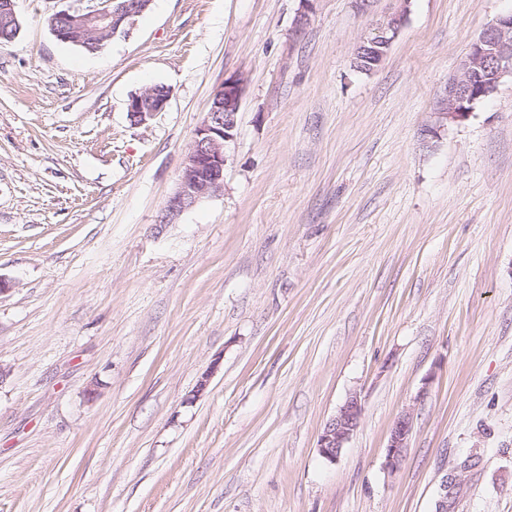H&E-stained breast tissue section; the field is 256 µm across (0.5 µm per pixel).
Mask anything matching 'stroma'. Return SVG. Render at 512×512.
I'll use <instances>...</instances> for the list:
<instances>
[{"instance_id": "1", "label": "stroma", "mask_w": 512, "mask_h": 512, "mask_svg": "<svg viewBox=\"0 0 512 512\" xmlns=\"http://www.w3.org/2000/svg\"><path fill=\"white\" fill-rule=\"evenodd\" d=\"M97 3L14 0L0 45V512H436L447 478V512H512V81L437 118L512 0H152L95 54L50 32ZM231 77L224 189L162 223ZM0 14L3 19L9 21L10 24L14 25L17 21V15L14 10V0H0ZM8 24L4 27H0V44L11 43V40L15 38L19 29V21L14 26L9 28ZM404 13H399L393 17H391L386 24L382 25L378 31V34L373 38L367 41L370 44L371 48L366 46V42H363L357 49L356 53H362L367 51L369 54L376 59L377 66L382 62L383 58L387 54V50L389 49L393 39L397 35L398 30L402 26L404 21ZM171 98L168 87H154L131 96L127 104L130 118L137 124H144L157 112H162ZM363 414L361 396L351 395L338 412L324 425L318 439L320 454L328 460H336L345 442L357 430ZM413 418L410 413L401 414L393 423L386 446V465L397 470L405 457L412 431Z\"/></svg>"}]
</instances>
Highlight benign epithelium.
Instances as JSON below:
<instances>
[{
	"label": "benign epithelium",
	"instance_id": "benign-epithelium-1",
	"mask_svg": "<svg viewBox=\"0 0 512 512\" xmlns=\"http://www.w3.org/2000/svg\"><path fill=\"white\" fill-rule=\"evenodd\" d=\"M152 0H101L94 9L67 8L50 18L53 35L60 41L79 44L93 36L101 41L126 36ZM405 12L391 17L380 27L369 44H361L364 51L381 63L404 21ZM512 78V13L498 17L489 24L470 45L456 75L448 79V87L438 118L457 121L468 116L474 103L497 92L506 78ZM242 96L241 81L224 80L214 94L210 110L194 133L185 156L178 187L169 198L161 223L168 224L185 210L204 198L224 189V168L227 163L226 143L234 137ZM171 98L169 88L154 87L131 96L127 104L130 118L144 124L163 111ZM363 414L359 394L350 396L338 412L324 425L318 439L320 454L336 460L345 442L357 430ZM413 418L401 414L393 423L386 446V465L399 468L405 457L412 431Z\"/></svg>",
	"mask_w": 512,
	"mask_h": 512
}]
</instances>
